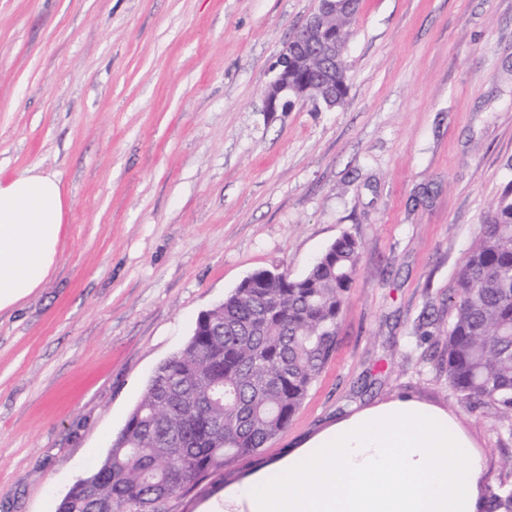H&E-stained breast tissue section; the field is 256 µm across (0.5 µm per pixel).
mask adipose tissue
<instances>
[{"label":"adipose tissue","instance_id":"obj_1","mask_svg":"<svg viewBox=\"0 0 512 512\" xmlns=\"http://www.w3.org/2000/svg\"><path fill=\"white\" fill-rule=\"evenodd\" d=\"M67 209L55 175L0 173V312L49 277ZM483 477L448 411L403 395L337 421L230 499L247 512H483Z\"/></svg>","mask_w":512,"mask_h":512}]
</instances>
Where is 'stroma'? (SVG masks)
<instances>
[{
    "mask_svg": "<svg viewBox=\"0 0 512 512\" xmlns=\"http://www.w3.org/2000/svg\"><path fill=\"white\" fill-rule=\"evenodd\" d=\"M316 0H0V172L55 174L54 271L0 313V512H57L199 315L258 270L361 244L337 348L288 428L171 498L213 499L337 420L445 409L512 490V430L449 385L460 263L512 183V0H361L348 93L268 112Z\"/></svg>",
    "mask_w": 512,
    "mask_h": 512,
    "instance_id": "obj_1",
    "label": "stroma"
}]
</instances>
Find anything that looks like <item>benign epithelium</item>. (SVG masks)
Instances as JSON below:
<instances>
[{
  "label": "benign epithelium",
  "mask_w": 512,
  "mask_h": 512,
  "mask_svg": "<svg viewBox=\"0 0 512 512\" xmlns=\"http://www.w3.org/2000/svg\"><path fill=\"white\" fill-rule=\"evenodd\" d=\"M341 0H319L317 9L282 47L277 72L264 91V111L286 112L297 102L315 109L336 108V57H346V46L336 40V15Z\"/></svg>",
  "instance_id": "7a95c632"
}]
</instances>
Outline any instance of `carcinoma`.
I'll use <instances>...</instances> for the list:
<instances>
[{"label": "carcinoma", "mask_w": 512, "mask_h": 512, "mask_svg": "<svg viewBox=\"0 0 512 512\" xmlns=\"http://www.w3.org/2000/svg\"><path fill=\"white\" fill-rule=\"evenodd\" d=\"M356 10H336L348 37ZM359 243L336 239L301 277L237 288L161 364L140 403L58 512H160L162 504L257 456L288 428L336 348L340 313L358 271ZM443 336L448 383L512 428V188L486 216L449 297ZM485 512H512V491Z\"/></svg>", "instance_id": "cac0c4a2"}]
</instances>
